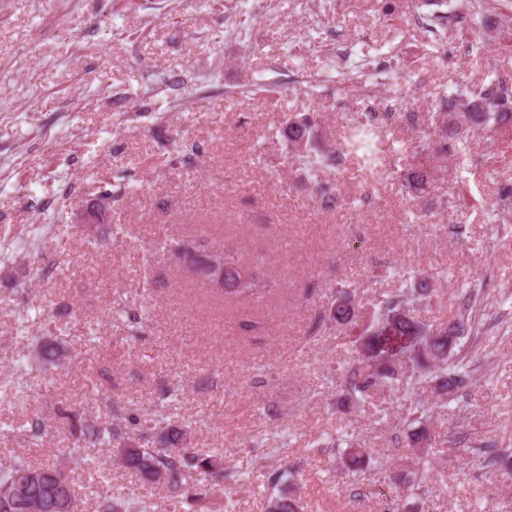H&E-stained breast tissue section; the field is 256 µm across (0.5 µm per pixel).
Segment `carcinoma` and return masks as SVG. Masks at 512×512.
I'll list each match as a JSON object with an SVG mask.
<instances>
[{
    "mask_svg": "<svg viewBox=\"0 0 512 512\" xmlns=\"http://www.w3.org/2000/svg\"><path fill=\"white\" fill-rule=\"evenodd\" d=\"M450 17L468 24L478 31L484 26V16L478 11L454 10ZM449 108L448 126L443 138L456 140L469 125L497 124L512 110V95L504 86L490 83L480 93L459 94L445 103ZM306 136L302 145L313 137V124L309 117L288 125L285 137L297 146L293 136ZM373 129L364 123L348 128L342 151L361 154L368 164L376 163L373 152ZM308 180L315 182L321 197L332 201L335 188L324 181L320 173L332 166L336 158L317 156L310 152L297 153ZM224 260L225 269L248 268L252 277L244 287L234 293L241 300L260 298L267 292L268 283L259 270L242 259L238 252L224 249L214 252ZM431 281L416 280L403 273L401 287L381 302L378 314L366 326L358 356L343 368L336 378L344 406L351 414L364 410L365 405L377 398L387 402L402 395L410 401L411 410L405 421L416 424L408 436V446L416 449L417 458L427 457L432 434L427 423L431 411L420 392L422 380L432 377L434 394L439 401L449 402L458 389L471 377L468 365L454 359V348L472 330L471 316L461 312L446 324L435 325L411 315L416 303L430 297ZM359 316L358 301L353 292L339 290L328 308V317L338 324H351ZM176 395L170 391L154 404L147 414L131 415L126 421L138 430L137 438L127 439L121 423L92 422L80 428L79 441L85 448L118 447L123 465L138 473L144 480L162 485L182 496L180 504L191 512H206L211 501L220 498V482L190 484L192 474H217L226 482L243 480V473L224 465L221 448H196L187 433L168 423L165 416L169 399ZM345 446L340 452L346 468L360 465L368 449L344 439H337L332 447ZM295 478L294 468L274 470L267 478L265 512H305L306 506L288 494ZM74 488L69 475L56 467H35L18 461L0 472V512H73Z\"/></svg>",
    "mask_w": 512,
    "mask_h": 512,
    "instance_id": "cac0c4a2",
    "label": "carcinoma"
}]
</instances>
